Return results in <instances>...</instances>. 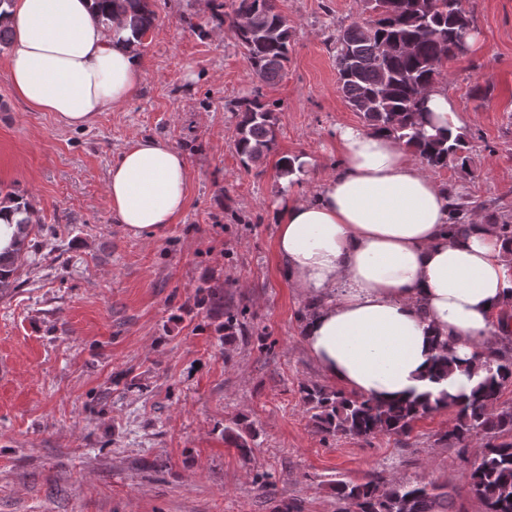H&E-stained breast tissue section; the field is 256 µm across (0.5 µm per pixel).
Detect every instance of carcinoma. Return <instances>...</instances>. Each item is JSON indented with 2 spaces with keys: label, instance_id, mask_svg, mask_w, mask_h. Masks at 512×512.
<instances>
[{
  "label": "carcinoma",
  "instance_id": "1",
  "mask_svg": "<svg viewBox=\"0 0 512 512\" xmlns=\"http://www.w3.org/2000/svg\"><path fill=\"white\" fill-rule=\"evenodd\" d=\"M131 14L133 46L156 20L151 0H124ZM369 17L330 35L336 44V70L344 97L359 113L366 127L386 131L411 148L431 169L450 165L466 166L468 141L431 134L425 99L421 90L444 77V65L458 57L460 44L470 50L472 13L465 0H364ZM215 5V20L229 23L245 50L252 74L260 84L277 79L288 63L290 30L288 20L276 8L275 0H231ZM237 118L236 150L244 166L273 150L278 118L275 109L262 100L260 89L250 97L228 103ZM448 231L462 236L470 230L472 202L449 194ZM25 212L29 203L15 191L0 189V210ZM506 250L512 254V214L503 212L492 223ZM17 262L0 255V291L17 279ZM209 313L225 316L217 331L229 338L244 325L224 310V285L204 282L198 287ZM439 347L436 378L452 370L448 342ZM485 375L470 393L448 398L456 412L454 426L442 435L448 443L462 444L482 436L483 450L466 474L470 490L484 503L485 512H512V403L500 402L505 385L512 384V330L504 334L501 347L491 352L484 364ZM304 402L312 419L328 435H349L367 440L387 432L407 436L413 423L432 412L430 394L423 393L396 403H379L363 396H348L316 383L302 386ZM248 429L224 428L228 440L244 455L251 451ZM337 512H443L453 509L447 493L433 483L416 485L368 481L363 484L338 482Z\"/></svg>",
  "mask_w": 512,
  "mask_h": 512
}]
</instances>
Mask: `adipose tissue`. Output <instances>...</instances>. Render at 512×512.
Wrapping results in <instances>:
<instances>
[{
	"mask_svg": "<svg viewBox=\"0 0 512 512\" xmlns=\"http://www.w3.org/2000/svg\"><path fill=\"white\" fill-rule=\"evenodd\" d=\"M93 0H12L0 18L12 31L8 80L30 111L85 127L117 108L143 80L129 15L94 20ZM341 158L312 197L279 199L275 253L292 288L317 305L303 341L328 381L389 402L410 394H458L484 373L499 346L495 319L512 289V255L474 217L449 238L446 191L385 132L345 126ZM185 155L167 141L136 139L112 165L106 194L117 223L153 236L187 204ZM453 372L430 374L437 340Z\"/></svg>",
	"mask_w": 512,
	"mask_h": 512,
	"instance_id": "1",
	"label": "adipose tissue"
}]
</instances>
